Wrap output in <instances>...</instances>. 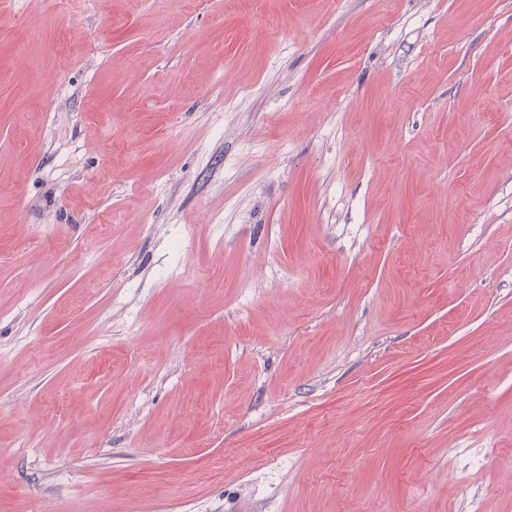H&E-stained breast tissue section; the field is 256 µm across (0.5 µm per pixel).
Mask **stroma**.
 <instances>
[{"label":"stroma","instance_id":"1","mask_svg":"<svg viewBox=\"0 0 512 512\" xmlns=\"http://www.w3.org/2000/svg\"><path fill=\"white\" fill-rule=\"evenodd\" d=\"M0 512H512V0H0Z\"/></svg>","mask_w":512,"mask_h":512}]
</instances>
